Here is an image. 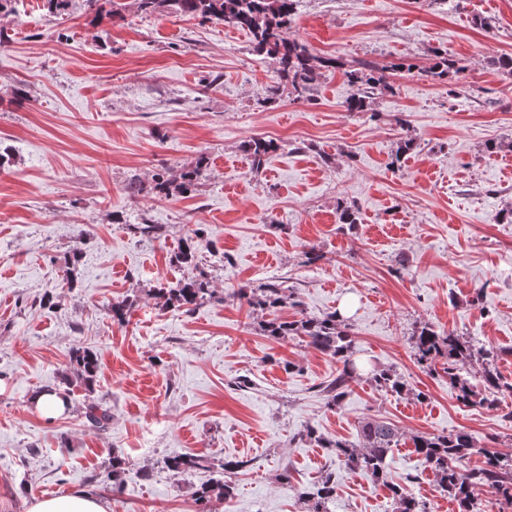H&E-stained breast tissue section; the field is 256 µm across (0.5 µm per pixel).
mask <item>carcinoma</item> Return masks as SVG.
Masks as SVG:
<instances>
[{
	"label": "carcinoma",
	"mask_w": 512,
	"mask_h": 512,
	"mask_svg": "<svg viewBox=\"0 0 512 512\" xmlns=\"http://www.w3.org/2000/svg\"><path fill=\"white\" fill-rule=\"evenodd\" d=\"M85 11L93 20L120 14L118 0H82ZM136 11L144 17L166 10L174 14L188 15L206 21H223L246 31L253 49L270 58L276 67L275 80L269 87L266 103L274 104L280 92L286 90L295 100H309L317 88L318 80L328 72L339 70L343 63L335 56H318L309 45L294 32L298 0H135ZM461 66L448 53L440 49L430 52V63L421 68L413 58L405 55L387 67H380L372 61H361L344 71L353 93L346 101L349 112H372L376 99L392 89L390 77L411 75L449 87L455 93L464 88L460 82ZM416 147L412 138L399 141L390 166L400 167L403 158ZM255 171L260 170L271 155L280 149L273 139L255 137L245 142ZM206 177V160L203 157L190 166L181 167L173 176L158 173L154 177L153 190L158 196L192 194L198 191ZM146 241L159 240L165 235L164 225L152 224L142 218L128 225ZM202 230L196 229L183 238L171 254V263L182 267L197 266V245ZM153 297L166 308L191 311L214 296L211 281L204 272L175 285L164 284L152 290ZM234 296L246 302L248 307L273 317L263 323V332L274 340L298 336L307 346L336 360L342 365L336 379L323 388L326 403L335 408L342 403L349 383L353 379V339L347 324L340 320L337 312L321 316H308L297 312L298 318L282 319L276 316L281 308L300 306L287 292L279 280H270L257 288H241ZM413 356L417 363L430 369L438 364L448 374V381L458 391V399L466 405L476 404L494 409L499 396L512 394V383L504 381L497 363L504 352L491 345H476L463 336L450 331L440 333L430 325L421 326L411 337ZM73 361L78 370L79 380L91 386L97 373V356L89 350L77 349ZM480 365V386L472 385L461 373L466 364ZM375 386L392 393L409 391L406 381L390 370L374 375ZM85 418L89 426L99 431L108 428L111 414L102 402L92 400L86 403ZM402 433L391 423L369 419L360 429L358 442L336 440L327 443L335 450L336 457L350 469L358 470L372 482L388 489L396 504V512H430L427 503L408 494L406 487L392 480L385 467L391 450L400 443ZM412 445L424 462L434 471L442 492L453 500L458 512H479L476 492L484 489L512 505V455L500 454L477 447L473 437L462 431L448 435H415ZM483 456V464L477 468L465 467V460L473 454ZM167 470L175 474L209 471L212 459L205 454L178 453L164 459ZM236 485L232 480H213L202 484L196 493L199 504L204 505L213 498L232 500ZM309 505V512H328L327 506L336 497V482L332 475L321 478L312 487L300 492Z\"/></svg>",
	"instance_id": "carcinoma-1"
}]
</instances>
